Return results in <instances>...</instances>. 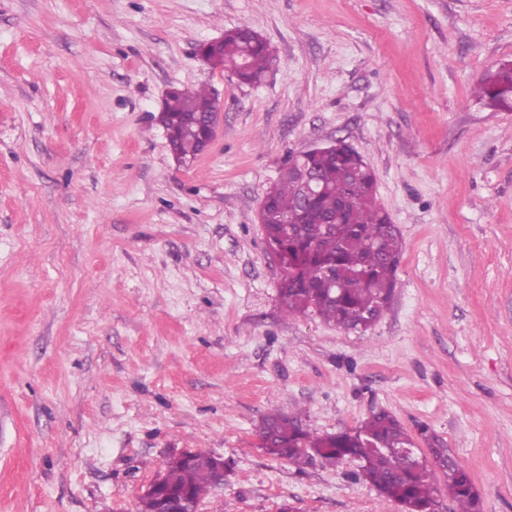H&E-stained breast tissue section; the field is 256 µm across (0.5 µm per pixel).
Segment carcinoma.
I'll return each mask as SVG.
<instances>
[{
    "label": "carcinoma",
    "mask_w": 512,
    "mask_h": 512,
    "mask_svg": "<svg viewBox=\"0 0 512 512\" xmlns=\"http://www.w3.org/2000/svg\"><path fill=\"white\" fill-rule=\"evenodd\" d=\"M270 49L252 28L243 25L224 32V60L243 65L240 78L258 82L265 73ZM477 101L512 110V61L486 72L474 88ZM214 95L204 88L180 89L164 101L159 121L177 160L187 163L203 152L196 126L215 109ZM313 173L321 192L311 211L298 205L294 171ZM270 223L265 241L281 253L279 293L290 316L316 314L343 330H360L376 322L383 304L396 288L401 242L386 212L378 205L371 168L352 155L312 154L290 160L271 188ZM336 219L340 224L333 225ZM258 433L261 448L300 467L320 457L355 467L356 478L397 502L403 512H438L440 486L455 502L454 512H482L481 498L469 474L448 454L445 442L423 424L418 435L430 445L433 462L410 456L412 435L390 412L373 410L356 429L320 435L303 427L298 416L271 413ZM221 458L191 452L172 454L154 491L145 493L136 512H157L161 496L175 500L202 496L220 482Z\"/></svg>",
    "instance_id": "cac0c4a2"
}]
</instances>
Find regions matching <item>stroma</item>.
<instances>
[{
	"mask_svg": "<svg viewBox=\"0 0 512 512\" xmlns=\"http://www.w3.org/2000/svg\"><path fill=\"white\" fill-rule=\"evenodd\" d=\"M249 25L241 83L196 56ZM512 0H0V512H134L170 454L230 469L198 512H402L348 464L260 446L384 409L427 425L482 512H512ZM206 86L220 131L178 165L157 115ZM335 139L402 240L367 332L286 316L258 208ZM223 38L224 63L232 61L243 65L244 71L240 74L242 82L260 81L268 67L271 55L269 46L261 35L249 26L243 25L225 31ZM232 62L227 63L225 69L236 76L241 65ZM473 92L476 101L512 110V61L488 70Z\"/></svg>",
	"mask_w": 512,
	"mask_h": 512,
	"instance_id": "1",
	"label": "stroma"
}]
</instances>
